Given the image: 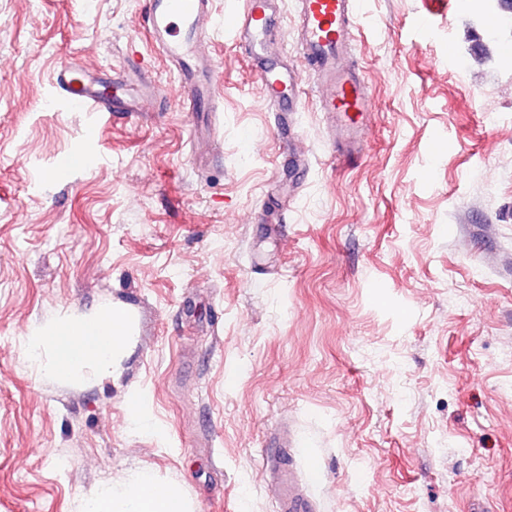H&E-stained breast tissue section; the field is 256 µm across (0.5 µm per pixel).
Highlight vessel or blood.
Masks as SVG:
<instances>
[{
  "label": "vessel or blood",
  "instance_id": "1",
  "mask_svg": "<svg viewBox=\"0 0 512 512\" xmlns=\"http://www.w3.org/2000/svg\"><path fill=\"white\" fill-rule=\"evenodd\" d=\"M297 8L294 47L317 83L321 111L338 118L336 126L346 141L344 157H357L374 110L364 79L344 62L353 38L352 19L359 10L357 0H298ZM212 15L211 0H146V25L153 43L176 70L188 100L217 112L221 109L218 72L207 45ZM279 18L275 0H243L228 26L243 54L258 65L264 96L277 108L279 125L286 127L298 109L302 78L284 64L283 51L272 42ZM113 80L115 92L105 98L95 73L71 56L58 70L56 86L69 106L120 118L132 116L155 95L148 83L130 91L128 71L115 72ZM277 484L280 512H311L293 470L280 471Z\"/></svg>",
  "mask_w": 512,
  "mask_h": 512
}]
</instances>
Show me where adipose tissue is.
<instances>
[{
	"instance_id": "obj_1",
	"label": "adipose tissue",
	"mask_w": 512,
	"mask_h": 512,
	"mask_svg": "<svg viewBox=\"0 0 512 512\" xmlns=\"http://www.w3.org/2000/svg\"><path fill=\"white\" fill-rule=\"evenodd\" d=\"M133 340L130 312L113 305L34 324L24 350L44 375L82 384L113 373ZM75 512H194V507L179 487L160 482L149 469L136 468L80 497Z\"/></svg>"
}]
</instances>
